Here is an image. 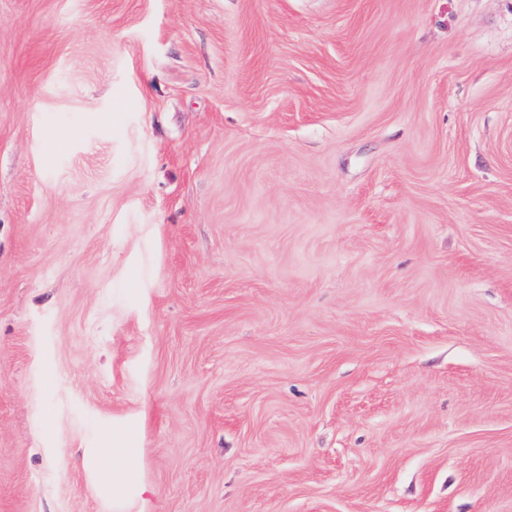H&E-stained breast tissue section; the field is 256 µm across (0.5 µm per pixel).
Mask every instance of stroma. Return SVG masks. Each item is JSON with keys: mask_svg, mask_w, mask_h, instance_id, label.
<instances>
[{"mask_svg": "<svg viewBox=\"0 0 512 512\" xmlns=\"http://www.w3.org/2000/svg\"><path fill=\"white\" fill-rule=\"evenodd\" d=\"M512 512V0H0V512ZM96 467L112 475L109 494L114 501H123L136 488L137 499L142 498L144 487L137 485L134 448H98L95 453Z\"/></svg>", "mask_w": 512, "mask_h": 512, "instance_id": "obj_1", "label": "stroma"}]
</instances>
